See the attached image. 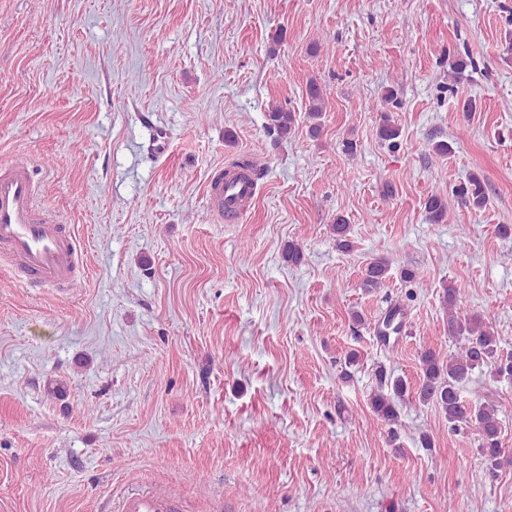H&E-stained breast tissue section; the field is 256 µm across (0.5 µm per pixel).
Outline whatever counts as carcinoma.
Returning <instances> with one entry per match:
<instances>
[{"label":"carcinoma","mask_w":512,"mask_h":512,"mask_svg":"<svg viewBox=\"0 0 512 512\" xmlns=\"http://www.w3.org/2000/svg\"><path fill=\"white\" fill-rule=\"evenodd\" d=\"M323 108V92L312 82L308 87V119L309 133L314 138L319 137L322 130ZM295 122V114L281 107H273L267 113L268 129L283 139L292 133ZM455 193L465 205L475 210L485 208L489 201L486 184L477 175L461 183ZM424 208L426 218L432 224H440L447 218L448 203L441 194L429 196ZM331 230L336 238V247L345 252L350 250L349 225L344 219H337ZM389 270L390 263L386 258L371 259L364 269L361 288L374 292L384 287ZM463 292L462 288H443L441 299L448 313V336L455 340L457 352L447 357L431 348L421 352L422 377L416 395L422 403H432L440 408L452 429L463 425L475 430L480 438L479 453L482 457V468L475 472L479 479L486 472L512 462L501 446V414L505 410L500 402L492 399L467 405L461 399V392L472 382L475 371L484 367L491 368V372L500 378L512 380V356H499V341L492 321L470 310ZM378 380L379 389L370 398L371 409L384 422L393 424L399 417V405L408 392L406 380L387 373L384 368L378 371Z\"/></svg>","instance_id":"1"}]
</instances>
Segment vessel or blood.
Instances as JSON below:
<instances>
[{
  "mask_svg": "<svg viewBox=\"0 0 512 512\" xmlns=\"http://www.w3.org/2000/svg\"><path fill=\"white\" fill-rule=\"evenodd\" d=\"M258 194L253 176L238 169L216 175L207 190L213 214L230 222L248 213ZM82 262L80 246L70 228L39 209L31 168L1 166L0 266L63 291ZM120 512H173V501L164 495L132 493L123 499Z\"/></svg>",
  "mask_w": 512,
  "mask_h": 512,
  "instance_id": "obj_1",
  "label": "vessel or blood"
}]
</instances>
